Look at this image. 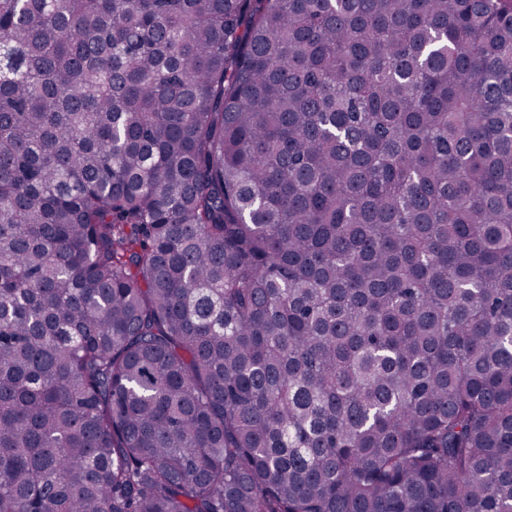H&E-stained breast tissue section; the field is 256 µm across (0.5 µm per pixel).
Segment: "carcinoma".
I'll list each match as a JSON object with an SVG mask.
<instances>
[{
  "label": "carcinoma",
  "mask_w": 512,
  "mask_h": 512,
  "mask_svg": "<svg viewBox=\"0 0 512 512\" xmlns=\"http://www.w3.org/2000/svg\"><path fill=\"white\" fill-rule=\"evenodd\" d=\"M0 512H512V0H0Z\"/></svg>",
  "instance_id": "obj_1"
}]
</instances>
